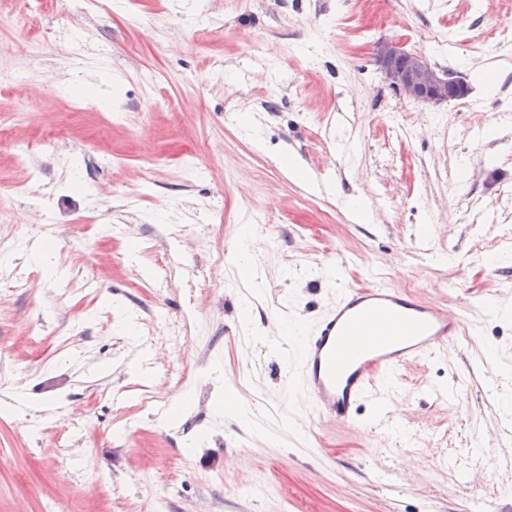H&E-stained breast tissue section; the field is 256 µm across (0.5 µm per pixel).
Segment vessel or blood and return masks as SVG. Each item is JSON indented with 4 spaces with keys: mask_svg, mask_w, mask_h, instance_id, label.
I'll return each instance as SVG.
<instances>
[{
    "mask_svg": "<svg viewBox=\"0 0 512 512\" xmlns=\"http://www.w3.org/2000/svg\"><path fill=\"white\" fill-rule=\"evenodd\" d=\"M463 327L461 316L393 288L344 290L296 352L301 389L320 419L358 423L368 403L381 401V379L408 363L446 353Z\"/></svg>",
    "mask_w": 512,
    "mask_h": 512,
    "instance_id": "vessel-or-blood-1",
    "label": "vessel or blood"
}]
</instances>
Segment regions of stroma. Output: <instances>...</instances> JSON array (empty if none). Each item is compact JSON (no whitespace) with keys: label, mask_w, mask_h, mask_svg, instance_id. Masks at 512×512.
I'll list each match as a JSON object with an SVG mask.
<instances>
[{"label":"stroma","mask_w":512,"mask_h":512,"mask_svg":"<svg viewBox=\"0 0 512 512\" xmlns=\"http://www.w3.org/2000/svg\"><path fill=\"white\" fill-rule=\"evenodd\" d=\"M434 28L470 109L376 69L378 40ZM503 28L512 0H32L23 23L0 0V114L54 141L0 145V512H512ZM375 285L465 332L360 425L315 421L297 335Z\"/></svg>","instance_id":"obj_1"}]
</instances>
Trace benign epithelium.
Listing matches in <instances>:
<instances>
[{
  "label": "benign epithelium",
  "mask_w": 512,
  "mask_h": 512,
  "mask_svg": "<svg viewBox=\"0 0 512 512\" xmlns=\"http://www.w3.org/2000/svg\"><path fill=\"white\" fill-rule=\"evenodd\" d=\"M374 60L387 85L406 99L441 105L467 93L462 80L439 71L424 55L399 41L379 40L374 47Z\"/></svg>",
  "instance_id": "1"
}]
</instances>
